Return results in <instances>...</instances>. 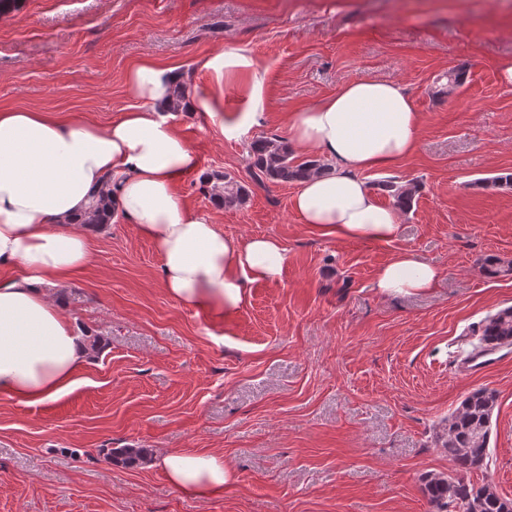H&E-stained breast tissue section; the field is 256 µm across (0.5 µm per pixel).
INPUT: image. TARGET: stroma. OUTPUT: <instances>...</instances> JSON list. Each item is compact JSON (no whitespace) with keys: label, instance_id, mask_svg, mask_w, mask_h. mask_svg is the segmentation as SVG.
Returning <instances> with one entry per match:
<instances>
[{"label":"stroma","instance_id":"stroma-1","mask_svg":"<svg viewBox=\"0 0 512 512\" xmlns=\"http://www.w3.org/2000/svg\"><path fill=\"white\" fill-rule=\"evenodd\" d=\"M245 47L265 73L264 119L288 116L359 78L402 84L422 120L417 149L365 173L419 186L389 242L323 237L290 207L295 184L256 183L244 141L205 115L175 121L203 172L249 191L216 206L197 175L179 193L233 237L288 250L273 282L251 285L231 314L196 309L160 283L161 257L131 224L93 233V260L52 288L85 340L76 387L28 405L0 394V512H435L422 491L451 474L445 420L471 391L494 390L486 467L467 473L512 499V355L456 373L485 319L512 307V0H17L0 12V108L86 116L101 126L136 100L126 75L152 58L179 65L188 89L211 82L205 56ZM466 68L449 88V68ZM404 250L440 271L436 288L374 286ZM498 274L482 271L486 256ZM223 456V495L195 499L114 448ZM148 457L146 448H116L106 457L109 463L122 464L125 466L137 465Z\"/></svg>","mask_w":512,"mask_h":512}]
</instances>
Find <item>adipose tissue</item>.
Segmentation results:
<instances>
[{
  "label": "adipose tissue",
  "mask_w": 512,
  "mask_h": 512,
  "mask_svg": "<svg viewBox=\"0 0 512 512\" xmlns=\"http://www.w3.org/2000/svg\"><path fill=\"white\" fill-rule=\"evenodd\" d=\"M216 84L183 100L177 66L150 58L128 75L140 104L100 127L57 112L0 109V266L16 269L0 284V393L27 404L54 401L77 383L88 349L74 319L49 289L83 269L91 240L79 221L101 193L113 220L135 225L159 253L161 283L183 304L209 312L238 308L251 284L277 279L288 261L275 238L225 235L177 187L197 172L198 157L174 122L181 104L217 123L236 141L263 117L265 77L245 48H218L203 63ZM239 91L224 110V90ZM293 142L316 151L324 174L302 182L293 211L313 230L347 240L389 242L400 231L398 210L377 204L363 172L394 166L420 140V115L393 80L357 79L290 117ZM437 269L412 251L378 273L377 286L408 295L435 288ZM177 489L197 498L224 491L222 456L170 452L154 458Z\"/></svg>",
  "instance_id": "adipose-tissue-1"
}]
</instances>
